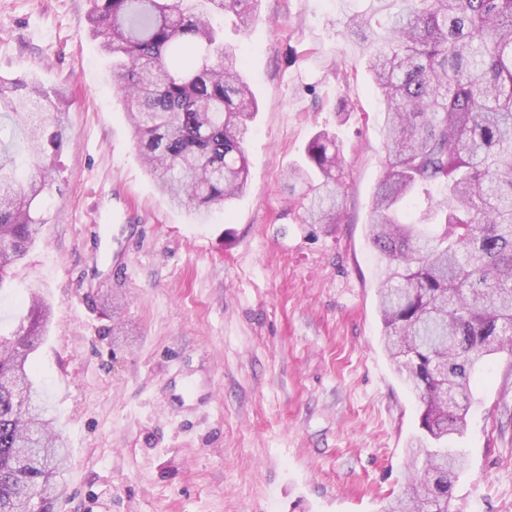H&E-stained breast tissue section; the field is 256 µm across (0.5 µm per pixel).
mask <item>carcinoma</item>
Here are the masks:
<instances>
[{
	"label": "carcinoma",
	"mask_w": 512,
	"mask_h": 512,
	"mask_svg": "<svg viewBox=\"0 0 512 512\" xmlns=\"http://www.w3.org/2000/svg\"><path fill=\"white\" fill-rule=\"evenodd\" d=\"M260 0H90L102 51L124 98L136 148L160 191L197 220L246 187L245 144L257 103L244 59L224 44V16L244 30ZM373 37L355 15L384 105L386 163L368 237L385 260L382 342L422 406L403 493L388 512H450L466 466L462 434L471 372L512 351V0H398ZM0 286L48 223L44 199L66 143L62 96L0 77ZM344 171L336 136L321 132L289 178L311 189L310 224H332ZM51 307L32 295L0 354V512H52L66 447L35 380ZM28 408L21 409L19 397Z\"/></svg>",
	"instance_id": "cac0c4a2"
}]
</instances>
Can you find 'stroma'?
Here are the masks:
<instances>
[{
	"mask_svg": "<svg viewBox=\"0 0 512 512\" xmlns=\"http://www.w3.org/2000/svg\"><path fill=\"white\" fill-rule=\"evenodd\" d=\"M391 0H261L224 41L258 103L249 177L199 224L146 173L89 0H0V77L66 95L41 241L0 289V331L52 305L36 378L69 453L54 512H383L420 404L381 344L367 234L386 149L356 14ZM346 174L336 223L286 175L317 133ZM453 512H512V353L475 372Z\"/></svg>",
	"mask_w": 512,
	"mask_h": 512,
	"instance_id": "obj_1",
	"label": "stroma"
}]
</instances>
